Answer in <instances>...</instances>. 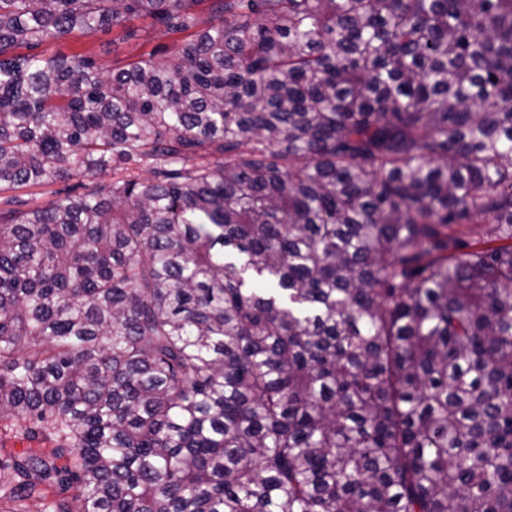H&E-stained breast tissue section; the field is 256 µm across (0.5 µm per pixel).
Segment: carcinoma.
<instances>
[{
	"mask_svg": "<svg viewBox=\"0 0 512 512\" xmlns=\"http://www.w3.org/2000/svg\"><path fill=\"white\" fill-rule=\"evenodd\" d=\"M140 18L194 33L39 51ZM32 502L512 512V0H0V512ZM192 31L163 34L151 26L150 19H137L127 23L126 28L110 27L87 36L75 34L67 40L44 44L39 51L47 55L84 51L110 68L119 62L138 60L146 53H153L157 62H164L170 58L174 42H180Z\"/></svg>",
	"mask_w": 512,
	"mask_h": 512,
	"instance_id": "obj_1",
	"label": "carcinoma"
}]
</instances>
